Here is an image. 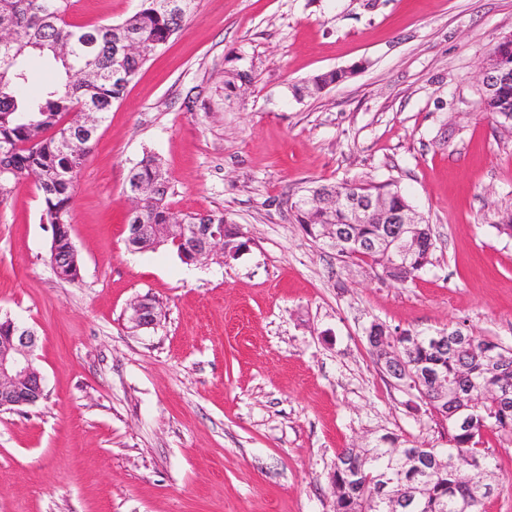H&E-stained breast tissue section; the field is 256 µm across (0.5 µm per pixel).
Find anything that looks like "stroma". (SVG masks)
Returning <instances> with one entry per match:
<instances>
[{"instance_id":"35a3bbf8","label":"stroma","mask_w":512,"mask_h":512,"mask_svg":"<svg viewBox=\"0 0 512 512\" xmlns=\"http://www.w3.org/2000/svg\"><path fill=\"white\" fill-rule=\"evenodd\" d=\"M137 0H73L117 23ZM512 0H195L185 29L113 104L77 178L80 277L49 265L34 179L0 207V315L34 329L46 397L0 413V512H335L337 456L384 434L446 447L422 400L375 363L371 324L458 327L512 346V131L478 73ZM251 81L225 87L232 74ZM342 80L313 90L315 75ZM172 209L224 211L250 245L223 264L131 253L125 182L145 151ZM391 183L429 224L412 281L342 261L289 197ZM152 299L150 329L128 308ZM512 512V440L486 435ZM128 323L133 329H148L154 327L158 321L156 306L148 298L137 299L130 303Z\"/></svg>"}]
</instances>
